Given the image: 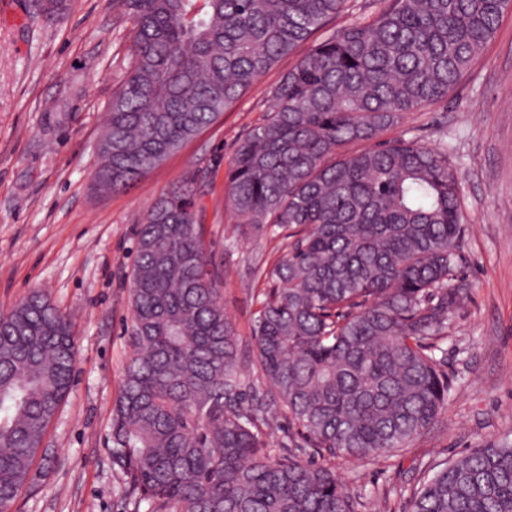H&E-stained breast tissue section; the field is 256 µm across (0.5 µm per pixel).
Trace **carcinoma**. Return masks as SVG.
<instances>
[{"label":"carcinoma","instance_id":"1","mask_svg":"<svg viewBox=\"0 0 512 512\" xmlns=\"http://www.w3.org/2000/svg\"><path fill=\"white\" fill-rule=\"evenodd\" d=\"M512 0H389L313 43L238 145L227 195L242 231H288L254 328L256 361L207 270L195 178L140 225L133 353L112 461L135 509L357 512L330 460L402 450L448 401V317L467 296L448 151L381 136L448 96ZM349 0H112L133 24L96 183L130 189L230 110ZM68 314L38 293L0 313V512L29 484L74 377ZM258 363L262 381L251 379ZM280 404L304 461L273 448ZM410 512H512V444L473 448L408 495Z\"/></svg>","mask_w":512,"mask_h":512}]
</instances>
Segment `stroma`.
Wrapping results in <instances>:
<instances>
[{
    "mask_svg": "<svg viewBox=\"0 0 512 512\" xmlns=\"http://www.w3.org/2000/svg\"><path fill=\"white\" fill-rule=\"evenodd\" d=\"M132 24L112 0H72L43 16L36 0H0V312L39 291L69 313L77 341L72 389L10 512H150L134 508L108 438L112 405L133 348L130 276L137 232L156 199L198 177L205 240L224 312L250 343L262 270L279 239L242 235L226 196L239 142L262 124L271 92L297 62L278 60L214 124L129 191L94 187L112 95L131 59ZM447 147L459 179L461 274L469 296L448 322V403L409 448L377 461L333 460L363 503L407 512L399 491L421 470L493 442L512 443V14L448 98L408 114L388 138Z\"/></svg>",
    "mask_w": 512,
    "mask_h": 512,
    "instance_id": "35a3bbf8",
    "label": "stroma"
}]
</instances>
